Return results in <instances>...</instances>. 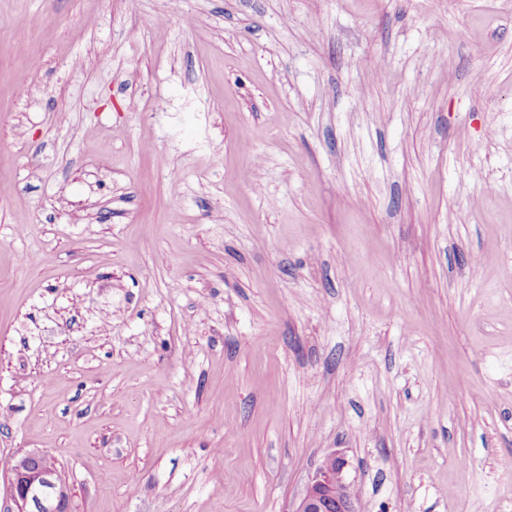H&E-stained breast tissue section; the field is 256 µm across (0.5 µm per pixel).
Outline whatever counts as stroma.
Returning <instances> with one entry per match:
<instances>
[{"mask_svg":"<svg viewBox=\"0 0 512 512\" xmlns=\"http://www.w3.org/2000/svg\"><path fill=\"white\" fill-rule=\"evenodd\" d=\"M21 450L68 512H295L335 451L512 512V0H0Z\"/></svg>","mask_w":512,"mask_h":512,"instance_id":"stroma-1","label":"stroma"}]
</instances>
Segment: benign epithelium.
<instances>
[{
	"instance_id": "7a95c632",
	"label": "benign epithelium",
	"mask_w": 512,
	"mask_h": 512,
	"mask_svg": "<svg viewBox=\"0 0 512 512\" xmlns=\"http://www.w3.org/2000/svg\"><path fill=\"white\" fill-rule=\"evenodd\" d=\"M347 460L333 452L325 457L295 512H357L346 480ZM15 512H60L68 498L66 485L52 456L17 453L8 485Z\"/></svg>"
}]
</instances>
